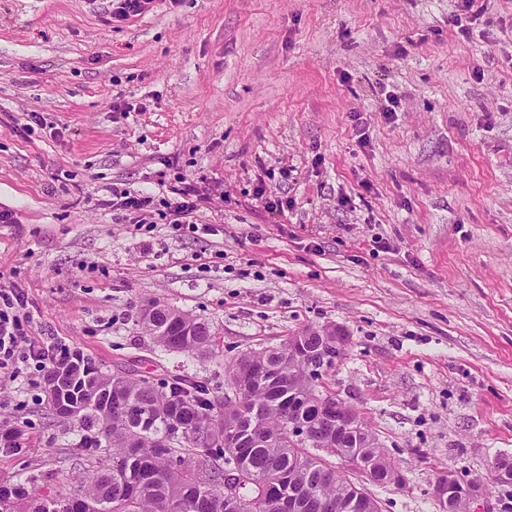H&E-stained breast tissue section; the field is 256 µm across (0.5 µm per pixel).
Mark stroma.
<instances>
[{"instance_id":"1","label":"stroma","mask_w":512,"mask_h":512,"mask_svg":"<svg viewBox=\"0 0 512 512\" xmlns=\"http://www.w3.org/2000/svg\"><path fill=\"white\" fill-rule=\"evenodd\" d=\"M108 8L0 0V287L23 289L29 341L209 377L341 327L320 388L402 472L372 486L382 512H437L433 482L464 471L485 512H512L491 470L512 459V0H156L110 25ZM180 176L211 198L195 233L163 217ZM116 186L152 197L146 223ZM150 300L208 322L211 353L159 347ZM4 434L1 484L79 497L112 464L27 363L0 377Z\"/></svg>"}]
</instances>
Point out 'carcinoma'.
<instances>
[{
  "label": "carcinoma",
  "instance_id": "carcinoma-1",
  "mask_svg": "<svg viewBox=\"0 0 512 512\" xmlns=\"http://www.w3.org/2000/svg\"><path fill=\"white\" fill-rule=\"evenodd\" d=\"M168 335L155 336L171 352L198 355L208 351L213 334L208 323L198 335H182L172 320ZM282 375L275 390L256 386L246 395L238 416L252 429L253 448L224 447V427L212 424L214 405H224L225 383L194 373L159 379L137 376L135 369L109 374L112 405L127 413L110 412L101 422L95 407L83 416L81 448L112 452V467L91 469L85 476L84 498L96 512H279L275 505L280 483L305 490L303 512H346L353 482L328 463L320 451L336 447V434L321 416L323 396L313 395L321 375L310 376L292 358L271 357ZM294 406L308 430L299 448L280 441L282 419ZM363 460L378 475L394 468L384 448H362ZM232 492L224 494V482ZM39 477L0 484V509L27 501L32 512L39 503Z\"/></svg>",
  "mask_w": 512,
  "mask_h": 512
}]
</instances>
